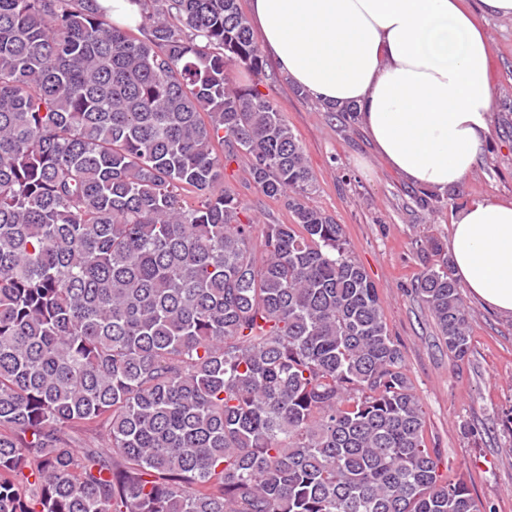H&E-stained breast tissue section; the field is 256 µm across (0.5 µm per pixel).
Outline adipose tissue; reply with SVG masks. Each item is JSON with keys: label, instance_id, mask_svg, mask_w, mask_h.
Listing matches in <instances>:
<instances>
[{"label": "adipose tissue", "instance_id": "obj_1", "mask_svg": "<svg viewBox=\"0 0 512 512\" xmlns=\"http://www.w3.org/2000/svg\"><path fill=\"white\" fill-rule=\"evenodd\" d=\"M263 46L314 100L353 103L376 152L410 183L443 193L476 168L491 134V49L476 13L512 0H248ZM455 275L512 316V200H474L448 234Z\"/></svg>", "mask_w": 512, "mask_h": 512}]
</instances>
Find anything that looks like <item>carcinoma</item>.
<instances>
[{
	"instance_id": "1",
	"label": "carcinoma",
	"mask_w": 512,
	"mask_h": 512,
	"mask_svg": "<svg viewBox=\"0 0 512 512\" xmlns=\"http://www.w3.org/2000/svg\"><path fill=\"white\" fill-rule=\"evenodd\" d=\"M138 2L133 31L0 0V512H481L303 145L234 78L264 72L239 0ZM242 158L293 223L224 184ZM412 289L468 358L448 263Z\"/></svg>"
}]
</instances>
